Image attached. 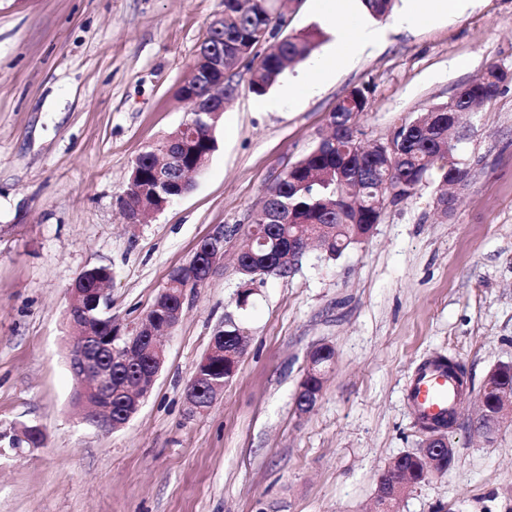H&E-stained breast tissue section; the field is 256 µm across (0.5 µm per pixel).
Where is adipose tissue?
Here are the masks:
<instances>
[{
    "mask_svg": "<svg viewBox=\"0 0 512 512\" xmlns=\"http://www.w3.org/2000/svg\"><path fill=\"white\" fill-rule=\"evenodd\" d=\"M317 10L326 17L337 20L339 33L319 59L306 63L296 79L285 84L283 96L295 97L297 91L306 95L317 93L323 85L335 78L337 65H350L357 57L367 53L383 41L385 34L364 19L340 11L339 0H315Z\"/></svg>",
    "mask_w": 512,
    "mask_h": 512,
    "instance_id": "adipose-tissue-1",
    "label": "adipose tissue"
}]
</instances>
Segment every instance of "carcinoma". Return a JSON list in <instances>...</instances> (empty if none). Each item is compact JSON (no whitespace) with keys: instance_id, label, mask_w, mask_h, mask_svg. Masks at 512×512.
Here are the masks:
<instances>
[{"instance_id":"obj_1","label":"carcinoma","mask_w":512,"mask_h":512,"mask_svg":"<svg viewBox=\"0 0 512 512\" xmlns=\"http://www.w3.org/2000/svg\"><path fill=\"white\" fill-rule=\"evenodd\" d=\"M393 0H362L367 12L383 17L391 10ZM285 18L284 4L280 0H224V29H209L206 44L224 49V73L228 74L244 60H250L248 87L261 97L278 81L291 62L308 59L317 47V33L283 38L279 36ZM266 45L257 55L258 45ZM505 83L503 70L488 68L483 79L462 88L456 102V111L466 115L472 109L497 96ZM368 107L365 92L354 88L341 99L333 110V119L339 127L357 118ZM412 121L401 127V150L409 156L406 164L398 166L389 176L375 167V160L358 156L347 149L351 140L346 132L336 134L338 147L315 148L298 162V166L283 173L280 182L266 190L271 206L286 213L294 224H319V231L328 240L325 254L340 256L350 245L351 237L365 232L371 223L370 196L383 192L391 197V204L409 200L417 193L422 182L418 174L429 175L434 167L442 171V180L457 175L460 167L444 161L455 149L448 142V129L437 135L430 129L413 128ZM193 157L185 164L193 167L198 159L215 149V140L204 136L193 142ZM139 178L132 195L142 210L157 212L171 203L177 192L157 186L152 180L153 162L150 151L138 157ZM265 244L262 249L277 259L288 254V228L268 224L259 229ZM265 266L245 258L238 273L242 281H255L263 276Z\"/></svg>"}]
</instances>
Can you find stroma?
I'll use <instances>...</instances> for the list:
<instances>
[{"label":"stroma","instance_id":"stroma-1","mask_svg":"<svg viewBox=\"0 0 512 512\" xmlns=\"http://www.w3.org/2000/svg\"><path fill=\"white\" fill-rule=\"evenodd\" d=\"M310 97L258 105L240 64L216 149L190 190L143 223L121 198L136 158L193 106L180 89L224 0H0V512H372L377 477L425 438L407 398L440 355L479 392L512 362V80L467 114L451 160L470 179L436 208L441 172L388 207L340 257L306 252L288 276L256 282L245 306L235 259L266 188L329 132L355 87L369 108L359 138L449 102L488 66L512 73V0H471L452 19L394 28ZM284 34L334 29L292 0ZM224 227V262L191 290L152 392L122 428L72 407L68 288L106 266L112 319L136 324L202 239ZM232 315L246 331L237 373L207 413L185 388ZM336 364L306 416L294 397L307 355ZM461 409L447 473L409 488L398 512H512V421L493 442ZM40 447L18 451L21 429Z\"/></svg>","mask_w":512,"mask_h":512}]
</instances>
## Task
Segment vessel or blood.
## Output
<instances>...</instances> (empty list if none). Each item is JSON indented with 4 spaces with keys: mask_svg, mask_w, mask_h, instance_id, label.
<instances>
[{
    "mask_svg": "<svg viewBox=\"0 0 512 512\" xmlns=\"http://www.w3.org/2000/svg\"><path fill=\"white\" fill-rule=\"evenodd\" d=\"M409 399L419 421L432 424L456 416L462 394L456 376L436 360L429 359L412 374Z\"/></svg>",
    "mask_w": 512,
    "mask_h": 512,
    "instance_id": "obj_1",
    "label": "vessel or blood"
}]
</instances>
